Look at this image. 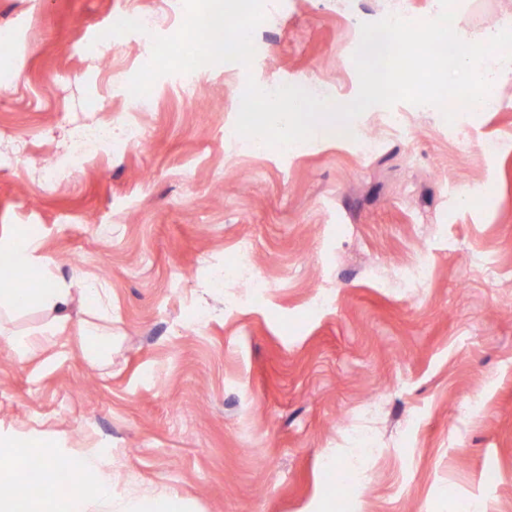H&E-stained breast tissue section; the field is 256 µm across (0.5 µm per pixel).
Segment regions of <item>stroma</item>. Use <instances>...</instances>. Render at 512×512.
<instances>
[{"instance_id": "1", "label": "stroma", "mask_w": 512, "mask_h": 512, "mask_svg": "<svg viewBox=\"0 0 512 512\" xmlns=\"http://www.w3.org/2000/svg\"><path fill=\"white\" fill-rule=\"evenodd\" d=\"M402 9L434 16L439 0H265L250 67L207 66L198 105L173 74L133 97L152 47L107 34L142 13L174 34L182 0H0L16 34L0 47V238L32 235L53 274L97 283L112 333L103 367L78 305L21 360L7 334L46 317L5 323L0 439L107 453L114 498L172 492L194 512H512V81L451 123L400 102L358 116V137L294 151L226 135L250 76L353 100L362 24ZM455 19L480 35L512 24V0H457ZM129 120L139 144L49 178L73 127ZM421 251L431 275L403 288L397 269ZM257 276L272 285L261 299L246 290ZM477 394L483 412L460 413Z\"/></svg>"}]
</instances>
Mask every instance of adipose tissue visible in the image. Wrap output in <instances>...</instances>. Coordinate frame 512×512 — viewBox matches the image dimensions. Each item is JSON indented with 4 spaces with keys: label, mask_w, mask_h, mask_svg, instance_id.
I'll list each match as a JSON object with an SVG mask.
<instances>
[{
    "label": "adipose tissue",
    "mask_w": 512,
    "mask_h": 512,
    "mask_svg": "<svg viewBox=\"0 0 512 512\" xmlns=\"http://www.w3.org/2000/svg\"><path fill=\"white\" fill-rule=\"evenodd\" d=\"M35 241L18 244L0 239V261H10L29 269L42 286L31 292H20L0 285V318L6 319L30 308L44 309L52 314V325L71 319L74 297L90 301L98 296L95 285L79 277L67 280L53 277L38 254ZM76 467L82 477L69 484L64 495L55 498L21 499L17 494H0V512H139L137 499L115 502L112 498V468L104 458L89 454L79 458Z\"/></svg>",
    "instance_id": "ef3b65f1"
}]
</instances>
